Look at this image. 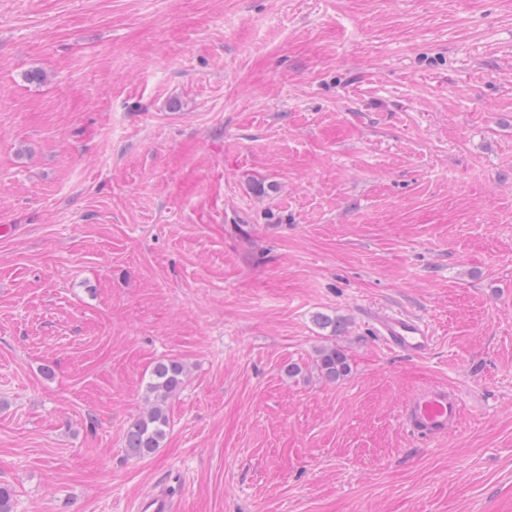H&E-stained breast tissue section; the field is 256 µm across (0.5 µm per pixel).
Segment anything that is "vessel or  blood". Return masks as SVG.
I'll return each instance as SVG.
<instances>
[{
	"label": "vessel or blood",
	"mask_w": 512,
	"mask_h": 512,
	"mask_svg": "<svg viewBox=\"0 0 512 512\" xmlns=\"http://www.w3.org/2000/svg\"><path fill=\"white\" fill-rule=\"evenodd\" d=\"M376 325L387 344L401 352L419 355L428 351L433 336L420 318L400 311L378 315ZM461 397L444 385H433L411 396L404 404L402 418L408 428L422 438L442 439L458 423ZM140 512H176L173 496L165 490L144 495Z\"/></svg>",
	"instance_id": "obj_1"
}]
</instances>
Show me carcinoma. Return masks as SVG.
Instances as JSON below:
<instances>
[{
  "instance_id": "carcinoma-1",
  "label": "carcinoma",
  "mask_w": 512,
  "mask_h": 512,
  "mask_svg": "<svg viewBox=\"0 0 512 512\" xmlns=\"http://www.w3.org/2000/svg\"><path fill=\"white\" fill-rule=\"evenodd\" d=\"M314 366L323 379L332 383L344 379L351 371L345 350L334 344L316 350ZM185 378L186 367L178 359L160 361L152 368L145 395L153 400V405L129 425L125 433L127 456L145 459L161 447L169 428L164 403L179 392Z\"/></svg>"
}]
</instances>
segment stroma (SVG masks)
<instances>
[{
    "instance_id": "1",
    "label": "stroma",
    "mask_w": 512,
    "mask_h": 512,
    "mask_svg": "<svg viewBox=\"0 0 512 512\" xmlns=\"http://www.w3.org/2000/svg\"><path fill=\"white\" fill-rule=\"evenodd\" d=\"M2 224L12 512H512V0H0ZM375 321L387 344L401 352L419 355L432 345L433 336L428 325L416 316L393 311L378 315ZM314 366L323 379L332 383L343 380L351 371L345 350L336 346V344L318 349ZM186 378V367L178 359L159 361L150 371L145 395L153 405L129 425L125 433L126 455L145 459L156 452L167 436L169 419L164 403L176 395ZM461 397L444 385H433L411 396L404 404L402 418L422 438L443 439L458 423ZM138 510L141 512H175V500L166 490L149 492L142 498Z\"/></svg>"
}]
</instances>
